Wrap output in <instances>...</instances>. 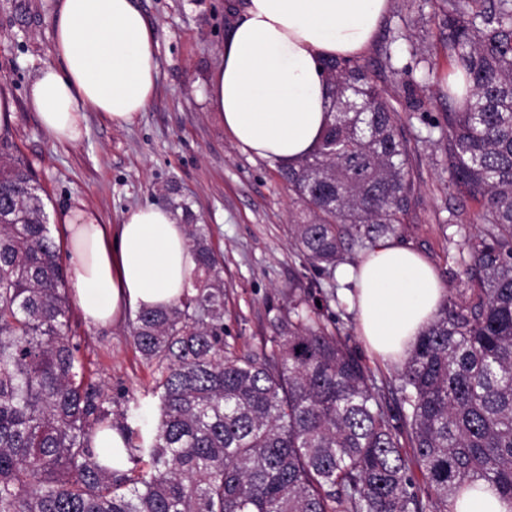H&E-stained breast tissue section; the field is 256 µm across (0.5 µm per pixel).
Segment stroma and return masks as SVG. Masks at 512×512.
<instances>
[{
  "label": "stroma",
  "mask_w": 512,
  "mask_h": 512,
  "mask_svg": "<svg viewBox=\"0 0 512 512\" xmlns=\"http://www.w3.org/2000/svg\"><path fill=\"white\" fill-rule=\"evenodd\" d=\"M236 0H138L159 38V78L154 100L138 120L119 127L98 113L87 115L82 142L53 140L25 102L27 83L52 61V14L56 0H0V93L11 95L15 112L0 137L27 162L41 187L48 214L85 203L105 224H121L128 210L158 203L177 188L199 223L208 225L224 265V340L240 354L275 349L276 316L289 293L309 294L322 305L329 329L374 373L376 385L393 398L397 365L380 359L360 336L349 284L318 273L288 242V226L301 206L276 164L251 158L224 130L206 98V88L235 20ZM407 29L410 38L388 44L389 31ZM442 0H390L373 43L362 56L371 78L387 90L408 137L420 143L410 157L415 204L398 241L410 245L437 271L445 288L463 285L459 247L444 229L449 205L465 215L477 211L448 182L442 143L427 136L424 118L444 120L448 106L439 90L449 68ZM411 67L422 82L419 111L406 105L408 87L383 69L385 52ZM434 65L430 79L416 67L415 53ZM80 356L92 379L112 398L113 411L139 408V425L158 418L146 394L153 371L141 360L127 322L90 324L73 312Z\"/></svg>",
  "instance_id": "stroma-1"
}]
</instances>
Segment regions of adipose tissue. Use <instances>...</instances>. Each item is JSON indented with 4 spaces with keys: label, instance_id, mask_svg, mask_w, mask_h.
<instances>
[{
    "label": "adipose tissue",
    "instance_id": "ef3b65f1",
    "mask_svg": "<svg viewBox=\"0 0 512 512\" xmlns=\"http://www.w3.org/2000/svg\"><path fill=\"white\" fill-rule=\"evenodd\" d=\"M389 0H241L208 99L235 144L251 156L292 165L315 147L330 119L320 63L356 59L375 38ZM158 36L137 0H58L53 62L26 90L29 108L57 142L76 144L87 115L131 124L157 85ZM77 303L86 319L113 324L130 310L163 307L191 285L186 227L166 207L126 213L116 233L80 204L62 211ZM351 298L357 328L382 359L403 360L446 295L417 251L383 239L360 263ZM455 512H512L497 489L473 481Z\"/></svg>",
    "mask_w": 512,
    "mask_h": 512
}]
</instances>
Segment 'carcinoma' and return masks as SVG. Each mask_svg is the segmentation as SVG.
I'll list each match as a JSON object with an SVG mask.
<instances>
[{
	"instance_id": "carcinoma-1",
	"label": "carcinoma",
	"mask_w": 512,
	"mask_h": 512,
	"mask_svg": "<svg viewBox=\"0 0 512 512\" xmlns=\"http://www.w3.org/2000/svg\"><path fill=\"white\" fill-rule=\"evenodd\" d=\"M453 70L433 121L449 183L479 204L446 295L395 374L399 415L306 298L288 295L277 349L224 343L223 263L182 210L192 287L129 321L155 366L158 419L135 429L86 374L66 269L40 187L0 140V512H453L476 478L512 502V0H443ZM330 116L281 175L311 219L291 246L333 275L353 246L401 229L415 181L398 111L358 61L325 60ZM116 429L119 467L94 437ZM425 478L416 486L415 471Z\"/></svg>"
}]
</instances>
